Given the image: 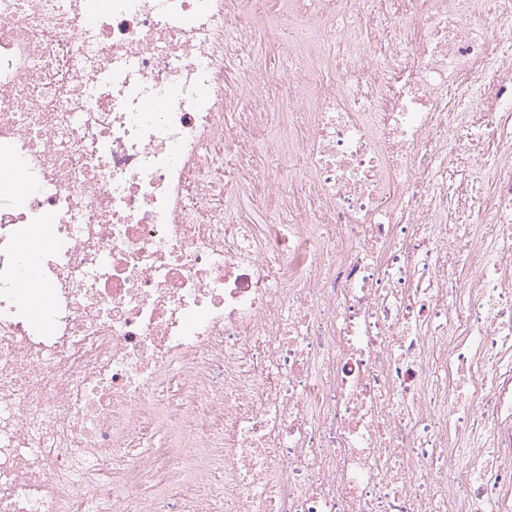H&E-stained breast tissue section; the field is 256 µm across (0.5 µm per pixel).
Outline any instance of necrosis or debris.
<instances>
[{
  "label": "necrosis or debris",
  "instance_id": "obj_1",
  "mask_svg": "<svg viewBox=\"0 0 512 512\" xmlns=\"http://www.w3.org/2000/svg\"><path fill=\"white\" fill-rule=\"evenodd\" d=\"M345 7L0 0V512H512V0ZM271 37V35L268 36L261 33L260 36L256 37L255 44L249 51L241 53L228 48L224 53V73L226 79L233 90L241 94L238 111H250L248 99L245 95L244 77L249 74L250 70L264 65L268 47L267 39ZM280 132L278 127H272L268 134L262 138H258L255 141L254 146V167L258 172L264 173L276 182L281 180L283 183L288 185L290 181L291 172H282L275 168L268 167L266 146L269 144L276 135ZM230 207L232 214L244 224H264V222H269L273 218L269 207L257 204L243 190L232 201Z\"/></svg>",
  "mask_w": 512,
  "mask_h": 512
}]
</instances>
